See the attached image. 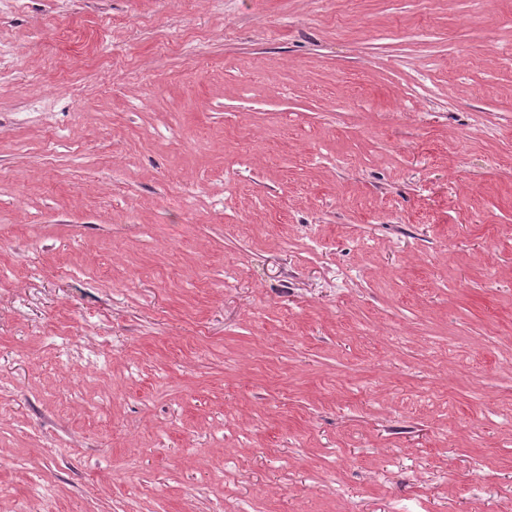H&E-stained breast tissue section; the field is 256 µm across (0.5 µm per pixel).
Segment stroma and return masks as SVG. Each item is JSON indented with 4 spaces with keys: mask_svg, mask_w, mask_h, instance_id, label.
<instances>
[{
    "mask_svg": "<svg viewBox=\"0 0 512 512\" xmlns=\"http://www.w3.org/2000/svg\"><path fill=\"white\" fill-rule=\"evenodd\" d=\"M24 2L0 512H512V0Z\"/></svg>",
    "mask_w": 512,
    "mask_h": 512,
    "instance_id": "stroma-1",
    "label": "stroma"
}]
</instances>
